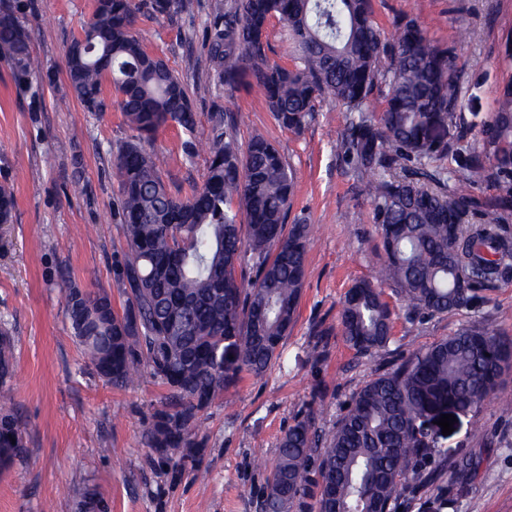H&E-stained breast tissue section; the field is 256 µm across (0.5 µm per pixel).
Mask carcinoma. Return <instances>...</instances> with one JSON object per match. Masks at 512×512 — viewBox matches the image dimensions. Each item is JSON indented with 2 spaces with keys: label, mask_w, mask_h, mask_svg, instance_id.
<instances>
[{
  "label": "carcinoma",
  "mask_w": 512,
  "mask_h": 512,
  "mask_svg": "<svg viewBox=\"0 0 512 512\" xmlns=\"http://www.w3.org/2000/svg\"><path fill=\"white\" fill-rule=\"evenodd\" d=\"M197 0H95L93 16L68 49L67 77L90 112L106 108L104 82L135 132L118 149L119 229L126 250L113 262L114 284L126 303L115 311L106 293L66 292L74 336L97 373L126 387L147 373L168 389L154 410L145 444L157 462L182 470L191 462L206 476V447L196 432L200 413L235 386L242 371L262 376L280 356L292 328L310 249V225L288 214L295 175L279 149L255 134L240 151L236 122L217 112L207 138L201 187L179 198L166 188L163 158L143 142L173 125L196 155L197 115L181 76L149 54L134 32L141 9L156 18L193 15ZM288 24L291 69L272 64L265 29L270 17ZM210 64L228 90L243 81L267 104L278 126L301 132L316 103L343 107L336 153L367 178V195L385 258L376 283L346 294L340 326L360 352L385 346L391 318L381 286L393 287L409 313L433 316L468 308L478 287L512 270V77L483 125L487 167L477 156L468 172L435 167L461 149L430 140L434 125L454 117L461 72L453 49L427 36L402 12L392 44L382 43L372 0H227L207 28ZM31 34L11 10L0 12V48L22 82L42 76L29 51ZM386 106L370 115L374 90ZM489 184L486 203L459 182ZM14 184L0 183V212L10 222ZM13 342L0 330V385L14 374ZM512 368V338L483 325L461 329L416 351L371 379L329 431L313 414L278 444L267 480L264 512H292L308 495L313 467L322 477L319 512H396L424 483L448 467L425 442L423 425L448 412H477ZM25 448L11 399L0 396V467Z\"/></svg>",
  "instance_id": "obj_1"
}]
</instances>
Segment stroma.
I'll return each mask as SVG.
<instances>
[{"mask_svg": "<svg viewBox=\"0 0 512 512\" xmlns=\"http://www.w3.org/2000/svg\"><path fill=\"white\" fill-rule=\"evenodd\" d=\"M94 0H0L31 33L30 52L45 79L20 82L13 60L0 53V183L15 187L11 223L0 225V328L14 341L15 402L25 451L0 469V512H262L266 478L278 442L297 420L317 416L331 429L373 377L403 357L473 322L512 337V277L479 291L473 308L432 317L409 316L385 289L391 312L389 343L366 353L346 342L342 301L371 279L384 256L365 181L336 154L344 114L317 106L301 133L280 129L249 88L225 91L209 66L206 28L224 0H199L194 16L154 19L140 13L135 30L144 48L181 70L197 60L184 83L197 113V141L212 115L237 118L239 147L264 134L296 173L291 216L311 226L312 244L296 322L282 356L261 376L241 372L236 386L202 412L207 441L203 480L174 475L153 461L144 441L151 415L167 394L150 376L129 388L101 378L86 362L66 313L65 291L124 301L113 281V260L125 242L112 220L118 204L117 149L130 140L113 89L107 108L89 112L66 75V52L82 33ZM384 36L394 17H416L429 37L456 49L462 73L461 107L448 123L449 141L482 150L479 131L491 119L512 59V0H373ZM185 134L161 128L152 145L167 164L162 178L176 197L202 185L204 155L187 157ZM436 456L473 459L477 475L461 481L445 472L398 512H512V370L479 412L460 415L450 435L438 436Z\"/></svg>", "mask_w": 512, "mask_h": 512, "instance_id": "stroma-1", "label": "stroma"}]
</instances>
